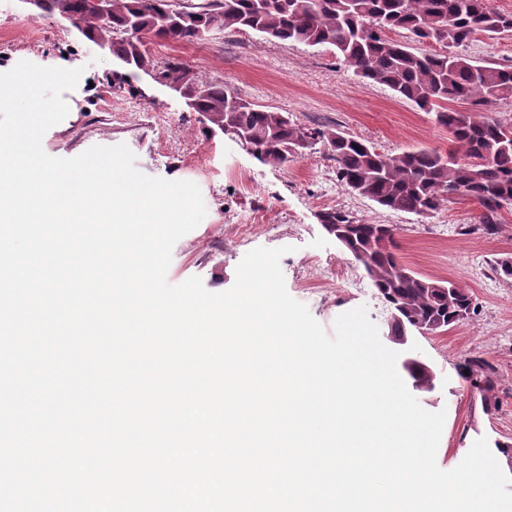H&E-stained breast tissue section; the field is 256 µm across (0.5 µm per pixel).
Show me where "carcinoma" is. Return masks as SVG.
<instances>
[{"label": "carcinoma", "mask_w": 512, "mask_h": 512, "mask_svg": "<svg viewBox=\"0 0 512 512\" xmlns=\"http://www.w3.org/2000/svg\"><path fill=\"white\" fill-rule=\"evenodd\" d=\"M109 7L103 17L95 0H42L43 15L82 26L130 69L183 83L209 129L236 131L263 164L283 165L320 143L348 191L388 210L426 218L447 202L468 198L483 208L479 223L489 225L498 223L503 205H512V124L481 113L512 99V68L478 65L457 52L479 33L512 31V15L490 0H110ZM246 29L334 47L358 77L434 113L450 134V147L385 154L334 129L302 127L288 113L255 105L222 82L200 80L179 65H156L140 38L194 43L206 31ZM396 30L439 50L417 52L388 36ZM451 103L466 109H451ZM317 218L337 227L344 251L363 266L387 308L388 334L399 335L403 323L417 332L445 331L474 311L463 285L420 276L398 261L396 227L337 209ZM402 369L413 388L434 386L426 364L404 363Z\"/></svg>", "instance_id": "1"}]
</instances>
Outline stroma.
<instances>
[{"instance_id":"obj_1","label":"stroma","mask_w":512,"mask_h":512,"mask_svg":"<svg viewBox=\"0 0 512 512\" xmlns=\"http://www.w3.org/2000/svg\"><path fill=\"white\" fill-rule=\"evenodd\" d=\"M148 51L158 65L175 63L201 79L224 80L243 98L289 113L301 126L337 129L384 153L449 145L447 130L431 113L363 81L330 46L272 41L244 30L192 44L154 40ZM462 52L479 65H512V31L473 36ZM23 60L84 70V84L64 94L74 112L42 138L46 154L72 158L123 143L143 174L199 186L207 214L174 245L170 283L198 276L208 291L223 292L249 251L285 246L280 268L286 289L325 330L340 314L363 306L383 333L387 313L364 268L325 234L316 215L340 209L396 226L402 263L426 277L460 282L476 303L471 318L446 332L409 340L410 356L436 374L434 390L416 392V399L427 411L446 413L438 466L455 468L481 437L512 445V281L494 271L498 258L512 256V206L489 231L479 222V207L466 199L423 219L350 193L319 145L287 164H262L227 136L211 133L167 88L96 51L68 23L0 0V73ZM475 359L494 369L488 393L473 385L480 369L464 371Z\"/></svg>"}]
</instances>
